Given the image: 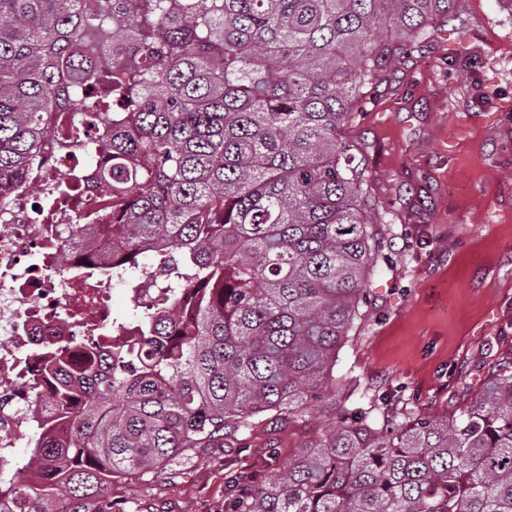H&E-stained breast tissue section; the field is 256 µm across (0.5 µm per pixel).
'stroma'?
<instances>
[{"instance_id": "35a3bbf8", "label": "stroma", "mask_w": 512, "mask_h": 512, "mask_svg": "<svg viewBox=\"0 0 512 512\" xmlns=\"http://www.w3.org/2000/svg\"><path fill=\"white\" fill-rule=\"evenodd\" d=\"M458 9V21L365 87L343 130L384 217V256L367 279L373 316L355 322L336 362L353 413L453 416L512 364V0ZM326 420L316 405L225 436L152 481L115 478L112 506L224 512L230 468L270 449L287 459Z\"/></svg>"}]
</instances>
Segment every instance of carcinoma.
Listing matches in <instances>:
<instances>
[{"label":"carcinoma","instance_id":"carcinoma-1","mask_svg":"<svg viewBox=\"0 0 512 512\" xmlns=\"http://www.w3.org/2000/svg\"><path fill=\"white\" fill-rule=\"evenodd\" d=\"M148 2L0 0V207L34 189L50 135L92 173L94 217L123 247L112 267L148 274L126 286L162 274L166 288L113 318L103 354L55 370L65 429L29 449L0 512H55L60 495L65 512H112L114 477L151 479L255 419L336 405L380 244L341 131L365 85L459 18L457 0ZM91 82L111 96L89 98ZM83 102L101 155L71 118L45 127ZM73 192L63 180L41 208ZM257 468L230 472L224 512H512V366L457 416L336 412Z\"/></svg>","mask_w":512,"mask_h":512}]
</instances>
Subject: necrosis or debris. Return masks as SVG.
<instances>
[{"instance_id":"4bbe7bcc","label":"necrosis or debris","mask_w":512,"mask_h":512,"mask_svg":"<svg viewBox=\"0 0 512 512\" xmlns=\"http://www.w3.org/2000/svg\"><path fill=\"white\" fill-rule=\"evenodd\" d=\"M29 191L12 194L0 212V491L15 488L20 440L35 442L57 411L46 371L59 352L71 363L112 341L114 286L121 270L98 280L111 256L91 220L60 208L54 223L36 221Z\"/></svg>"}]
</instances>
